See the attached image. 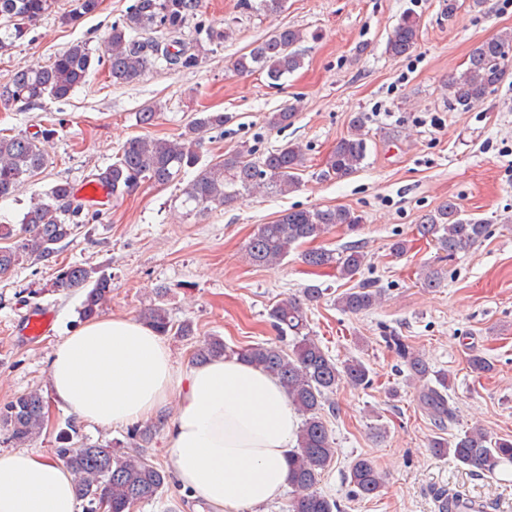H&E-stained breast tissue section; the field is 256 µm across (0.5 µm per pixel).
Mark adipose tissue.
I'll use <instances>...</instances> for the list:
<instances>
[{
    "label": "adipose tissue",
    "mask_w": 512,
    "mask_h": 512,
    "mask_svg": "<svg viewBox=\"0 0 512 512\" xmlns=\"http://www.w3.org/2000/svg\"><path fill=\"white\" fill-rule=\"evenodd\" d=\"M49 375L54 402L96 424L147 420L178 398L166 423L169 461L214 512H265L289 486L298 415L275 378L238 358L179 373L149 326L101 316L55 345ZM0 512H80L70 471L38 453L0 451Z\"/></svg>",
    "instance_id": "obj_1"
}]
</instances>
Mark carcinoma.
<instances>
[{
    "label": "carcinoma",
    "mask_w": 512,
    "mask_h": 512,
    "mask_svg": "<svg viewBox=\"0 0 512 512\" xmlns=\"http://www.w3.org/2000/svg\"><path fill=\"white\" fill-rule=\"evenodd\" d=\"M49 6L50 0H0L3 21L0 27L4 28L0 49L8 42L13 44L24 39L29 27ZM99 6L100 0H74V9L63 20L72 22L96 12ZM198 7L199 0H135L123 22L112 26L106 44L112 83L129 84L158 62L168 70L191 69L204 55L224 46V41L233 35L229 25L198 29V38L190 48L178 38ZM419 27L418 17L410 13L403 15L388 36L385 53L391 57L409 54L417 43ZM305 38L307 35L300 29L276 27L235 58L233 71L239 75L264 73L275 85L301 67L298 45ZM511 52V31L478 43L470 53L468 67L448 80L449 98L464 108L483 101L503 81ZM93 64L89 45L84 41L73 42L50 64L15 71L0 88V100L30 106L46 98L64 99L86 82ZM295 114L296 107L289 103L269 113L267 123L284 128ZM226 121L227 116L222 112H202L174 141L149 136L132 138L121 147L110 166L91 175V181L105 186L116 198L136 191L145 183L165 186L182 171L198 164L200 132L222 128ZM362 130L361 118H354L348 134L336 141L326 157L328 173L341 178L360 168L366 157ZM56 133L55 124L50 122L33 136L0 135V199L12 196L28 177L43 168L45 151L40 143L52 140ZM303 163L304 152L297 143H288L258 161L249 159V152L244 150L228 153L200 170L183 189V206L191 213H203L214 205L231 204L243 192L270 190L286 194L298 188V171ZM82 211V202L73 186L62 180L39 197L24 214L21 225L0 224V241L7 242L0 246V276L13 272L26 256L44 258L57 252V245L79 227ZM360 221L359 216L344 207L290 210L271 224L259 225L246 246V255L259 266L278 265L292 249L317 240L332 227L344 225L354 231ZM416 232L451 257L481 242L488 232V224L464 214L450 200L425 215L416 225ZM301 259L312 267L334 266L342 277L349 279L366 263L359 244L348 245L340 252L324 247L308 249L301 253ZM56 287L62 291H82L79 314L81 319L90 320L100 315L103 301L112 293V276L75 263L61 272ZM323 295L324 289L312 284L272 305L268 317L279 333L277 344L258 342L234 349L223 338L211 336L193 356L197 363L236 356L272 375L288 394L301 416L289 459V486L293 494L288 512H341L336 500L317 489L322 474L337 455L326 409L334 408L331 397L339 384L358 388L371 383L370 371L362 361L348 359L339 364L310 335L308 310ZM380 298L379 289L363 283L341 294L336 304L344 312L359 314L372 309ZM139 319L161 336L193 335L191 322L174 324L167 309L155 303L142 310ZM386 343L406 367L409 380L420 383L427 379L430 367L424 356L409 348L399 336L386 337ZM467 364L476 375L492 370L490 361L478 353L471 354ZM438 378V386L421 391L420 403L433 420L451 423L455 412L446 395L451 387L450 376L442 373ZM45 404L42 394L30 391L1 407L0 427L5 429L8 439L24 445L39 435L47 421ZM152 436L149 427L131 428L128 439L137 451L130 452L110 442L88 443L81 438L77 422H67L58 457L74 475L85 512H97L104 502L108 504L107 512H131L141 504L161 498L170 474L139 452L148 447ZM429 448L435 456L449 457L490 475L502 465L512 464V439H493L482 428H470L450 439L434 437ZM348 482L356 496L369 498L381 492L384 478L372 458L359 456L349 467Z\"/></svg>",
    "instance_id": "1"
}]
</instances>
